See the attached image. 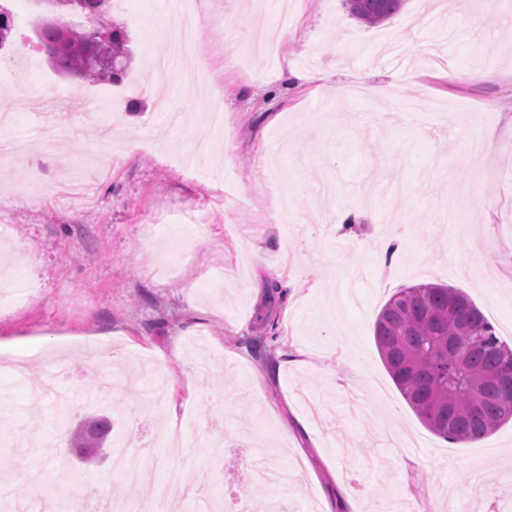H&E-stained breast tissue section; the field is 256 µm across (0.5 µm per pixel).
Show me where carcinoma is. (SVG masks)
Returning a JSON list of instances; mask_svg holds the SVG:
<instances>
[{"label":"carcinoma","mask_w":512,"mask_h":512,"mask_svg":"<svg viewBox=\"0 0 512 512\" xmlns=\"http://www.w3.org/2000/svg\"><path fill=\"white\" fill-rule=\"evenodd\" d=\"M405 0H346L352 16L376 25L398 13ZM111 0H81L79 13L90 26L76 30L52 10L38 33L54 47L66 39L70 49L49 58L57 71L95 83H119L130 60L124 29L112 26V52L102 51L98 23L109 18ZM374 336L393 383L433 433L451 442H475L512 420V348L461 289L420 284L398 289L382 307ZM112 433V415L101 411L79 421L71 445L85 462L94 460Z\"/></svg>","instance_id":"obj_1"}]
</instances>
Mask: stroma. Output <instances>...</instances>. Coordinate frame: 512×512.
Instances as JSON below:
<instances>
[{"label": "stroma", "mask_w": 512, "mask_h": 512, "mask_svg": "<svg viewBox=\"0 0 512 512\" xmlns=\"http://www.w3.org/2000/svg\"><path fill=\"white\" fill-rule=\"evenodd\" d=\"M0 70V241L30 300L0 313V506L38 501L30 473L69 494L142 503L172 470L267 512H512V424L476 442L429 431L391 381L374 338L399 288L464 290L512 346V0H406L367 26L344 0H301L281 55L241 59L272 0H203L194 23L205 88L159 77L177 21L161 0H114L133 51L108 90L138 111L80 107L93 83L31 47L44 10ZM353 33L343 45L345 33ZM307 73L280 79L281 69ZM68 90L66 107L18 110ZM224 133L199 116L213 102ZM493 134L480 159L469 136ZM217 141L194 156L197 143ZM295 222L277 224L281 197ZM209 223H200V215ZM395 238L380 258L377 245ZM287 285L255 294L252 278ZM112 406V445L140 465L127 488L111 458L84 463L36 441Z\"/></svg>", "instance_id": "1"}]
</instances>
